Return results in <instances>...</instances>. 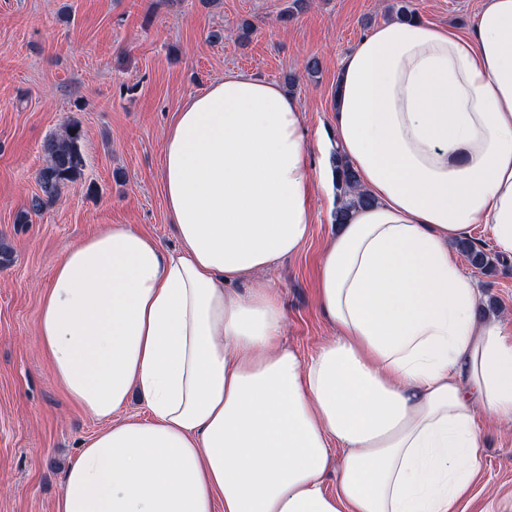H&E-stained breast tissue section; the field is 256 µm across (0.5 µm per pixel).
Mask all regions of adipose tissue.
<instances>
[{
  "mask_svg": "<svg viewBox=\"0 0 512 512\" xmlns=\"http://www.w3.org/2000/svg\"><path fill=\"white\" fill-rule=\"evenodd\" d=\"M334 109L371 203L323 247L335 334L309 361L253 281L303 249L330 186L277 83L230 71L176 112L161 181L179 248L109 224L56 260L41 352L104 426L54 512H458L480 416L512 423V333L478 317L451 248L485 224L512 254V0H484L465 34L372 28ZM134 387L149 419L113 422Z\"/></svg>",
  "mask_w": 512,
  "mask_h": 512,
  "instance_id": "1",
  "label": "adipose tissue"
}]
</instances>
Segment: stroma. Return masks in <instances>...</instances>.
<instances>
[{"label":"stroma","instance_id":"obj_1","mask_svg":"<svg viewBox=\"0 0 512 512\" xmlns=\"http://www.w3.org/2000/svg\"><path fill=\"white\" fill-rule=\"evenodd\" d=\"M395 0H0V512H53L66 469L100 421L73 406L38 350L41 291L70 246L108 224H132L166 249L178 246L160 168L175 112L225 72L298 82L315 166L334 126L339 58L391 20ZM484 0H406L423 20L468 29ZM251 23L241 42L242 23ZM314 57L319 71L307 74ZM83 130L85 167L57 200L16 221L38 194L41 146L69 122ZM333 198L316 191L312 235L297 255L259 273L286 308L282 341L307 360L333 334L316 296L321 251L334 233ZM473 236L495 268H474L478 314L512 328V257L487 225ZM484 465L461 512L512 496V429L487 424Z\"/></svg>","mask_w":512,"mask_h":512}]
</instances>
